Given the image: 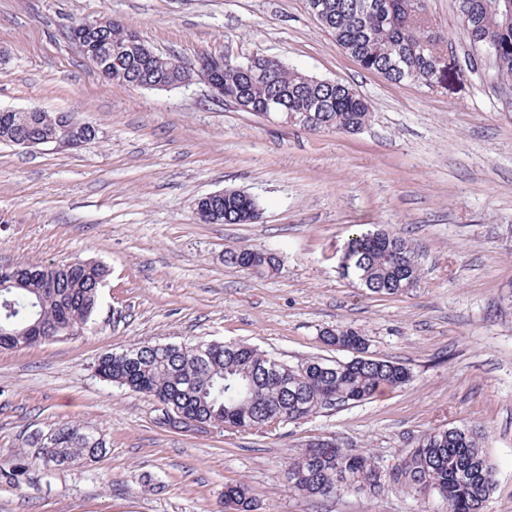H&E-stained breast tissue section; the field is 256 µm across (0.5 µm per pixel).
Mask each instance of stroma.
I'll use <instances>...</instances> for the list:
<instances>
[{
	"mask_svg": "<svg viewBox=\"0 0 512 512\" xmlns=\"http://www.w3.org/2000/svg\"><path fill=\"white\" fill-rule=\"evenodd\" d=\"M109 17L155 52L274 56L351 85L371 123L356 134L262 119L202 83L172 91L104 80L69 38ZM448 43L434 88L362 69L305 0H0V111L72 112L98 127L78 149L0 144V264H104L88 324L68 339L0 351V512H224L247 484L254 512H447L388 485L315 501L289 488L288 457L333 437L390 467L434 428L468 425L496 471L484 512H512V88L461 34L456 0H427ZM253 196L254 224H201L197 198ZM387 229L419 250V284L395 297L343 277L354 233ZM271 250L276 274L224 262ZM361 331L369 355L410 369L403 388L265 432L170 430L159 404L103 381L99 357L130 345L242 341L289 364L345 361L323 331ZM78 424L106 448L47 464L34 434Z\"/></svg>",
	"mask_w": 512,
	"mask_h": 512,
	"instance_id": "1",
	"label": "stroma"
}]
</instances>
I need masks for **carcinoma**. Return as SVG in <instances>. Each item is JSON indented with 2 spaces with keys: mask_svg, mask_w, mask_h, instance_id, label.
<instances>
[{
  "mask_svg": "<svg viewBox=\"0 0 512 512\" xmlns=\"http://www.w3.org/2000/svg\"><path fill=\"white\" fill-rule=\"evenodd\" d=\"M464 38L471 48L491 52L497 79L512 85V0H457ZM320 4L322 26L347 55L363 69L392 83L417 82L431 87L443 37L418 20L425 0H306L307 9ZM117 21L88 38L100 40L121 66L106 76L111 82L138 86L167 81L176 74V61L163 58ZM224 98L259 114L273 105L288 107L299 116L317 110L323 129L361 130L371 122L368 103L350 86L328 84L289 67L276 57H255L243 69L240 60L224 57ZM56 116L34 112H0V143L20 137L49 138ZM226 224H248L258 202L228 192L213 202ZM243 257L257 273L278 272V259L247 247L226 252L225 261ZM41 277L0 291V328L15 333L12 348L33 346L24 329L42 320L49 329L70 328L72 334L88 323L98 305V283L108 269L100 262L76 258L71 264L42 266ZM343 276H353L370 293L402 294L422 277L415 246L387 231L349 239L340 262ZM331 347L361 351L364 337L352 328L322 334ZM98 374L106 381L149 397L160 398L213 427L246 432L264 431L273 423L296 422L338 406L372 399L384 389H398L410 380L409 370L386 359L355 356L348 361L313 358L296 365L275 363L273 357L243 342H183L171 351L152 346L142 350L130 368L101 355ZM92 437L82 427L68 424L36 441L43 458L68 467L86 459ZM286 477L294 490L310 498H328L348 490L378 492L391 483L423 495H434L448 512H484L495 484V470L482 445V434L472 427L437 428L423 433L405 456L380 470L366 452L348 449L334 439L317 440L291 457ZM252 496L243 483L224 487V506L233 512H251Z\"/></svg>",
  "mask_w": 512,
  "mask_h": 512,
  "instance_id": "1",
  "label": "carcinoma"
}]
</instances>
